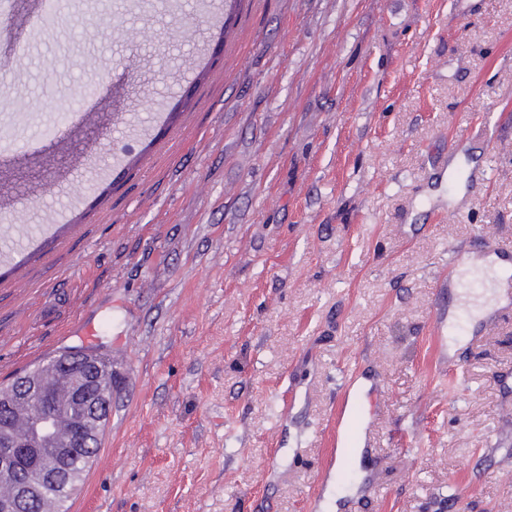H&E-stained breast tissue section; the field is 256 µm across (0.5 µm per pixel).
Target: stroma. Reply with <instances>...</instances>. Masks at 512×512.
<instances>
[{"label":"stroma","mask_w":512,"mask_h":512,"mask_svg":"<svg viewBox=\"0 0 512 512\" xmlns=\"http://www.w3.org/2000/svg\"><path fill=\"white\" fill-rule=\"evenodd\" d=\"M223 11L0 16V386L77 348L120 381L70 512H512V308L433 332L454 260L512 250V0Z\"/></svg>","instance_id":"1"}]
</instances>
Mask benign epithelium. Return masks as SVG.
<instances>
[{
	"instance_id": "1",
	"label": "benign epithelium",
	"mask_w": 512,
	"mask_h": 512,
	"mask_svg": "<svg viewBox=\"0 0 512 512\" xmlns=\"http://www.w3.org/2000/svg\"><path fill=\"white\" fill-rule=\"evenodd\" d=\"M56 359L70 368V386L66 401L55 404L52 377L45 373L22 379V384L0 388V479L10 481L16 472L36 470L35 477H48L56 471L59 458L67 448H84L94 439L93 428L104 422L112 408L114 384L106 383L102 373L88 359H75L67 353ZM26 408L31 429L18 437L9 427L8 413ZM64 418L71 427L85 433L74 441L58 437L56 423ZM35 482L28 480L14 487L11 497L0 501V512H13L15 502L35 497Z\"/></svg>"
}]
</instances>
